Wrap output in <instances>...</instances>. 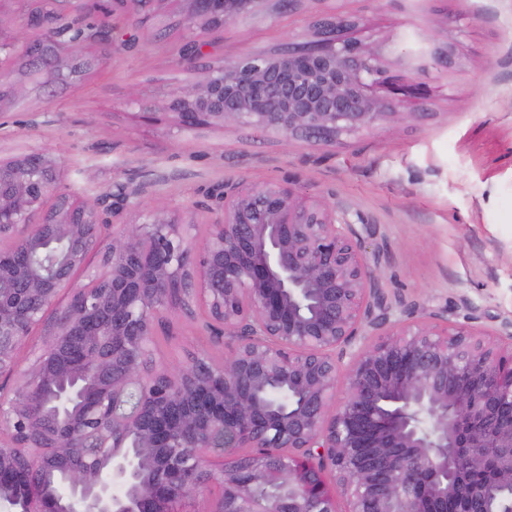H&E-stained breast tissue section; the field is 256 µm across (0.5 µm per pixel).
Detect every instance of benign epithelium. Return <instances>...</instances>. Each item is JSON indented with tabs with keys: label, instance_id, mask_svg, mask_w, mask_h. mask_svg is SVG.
<instances>
[{
	"label": "benign epithelium",
	"instance_id": "benign-epithelium-1",
	"mask_svg": "<svg viewBox=\"0 0 512 512\" xmlns=\"http://www.w3.org/2000/svg\"><path fill=\"white\" fill-rule=\"evenodd\" d=\"M185 18L223 23L264 0H185ZM343 15L288 54L249 52L175 92L179 127L260 128L287 144H333L395 114L372 94L377 53ZM46 152L0 163V376L36 325L46 339L26 380L0 388V486L19 483L11 512H174L203 490L208 512H512V320L494 329L436 312L397 316L379 256L346 212L282 183L224 185L221 214L200 243L167 213L140 212L109 242L98 208L59 194ZM102 271L87 273L93 250ZM68 304L44 319L61 291ZM202 306L230 340L215 372L192 356L174 370L145 364L155 318ZM344 380L346 396L336 403ZM53 388L48 421L27 392ZM239 448H279L284 477L230 468ZM208 454L221 458L198 479ZM59 463L65 493L29 474ZM146 466L158 480L140 483ZM342 494L346 507H336Z\"/></svg>",
	"mask_w": 512,
	"mask_h": 512
}]
</instances>
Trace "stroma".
Wrapping results in <instances>:
<instances>
[{
	"mask_svg": "<svg viewBox=\"0 0 512 512\" xmlns=\"http://www.w3.org/2000/svg\"><path fill=\"white\" fill-rule=\"evenodd\" d=\"M31 0H0L12 12L14 48L0 57L13 87L0 103V161L45 151L62 165L61 193L122 207L126 221L162 205L202 239L222 203L224 185L287 183L306 198L326 196L359 218L369 249H380L383 285L417 310L480 328L512 320V0H298L291 9L265 0L247 19L197 34L203 57L183 55V0H153L85 13L130 42L87 39L69 48L81 73H30L28 48L47 38L30 25ZM356 19L352 38L381 58L378 96L406 118L342 137L333 146L252 129L178 128L172 109L147 118L143 100L171 99L204 82L210 68L247 51L274 54L313 40L318 17ZM427 56L414 58L416 50ZM450 52L448 67L429 55ZM418 84L421 98L402 95ZM205 309L166 312L156 326L157 364L174 367L197 353L224 361L225 347L203 330Z\"/></svg>",
	"mask_w": 512,
	"mask_h": 512,
	"instance_id": "obj_1",
	"label": "stroma"
}]
</instances>
